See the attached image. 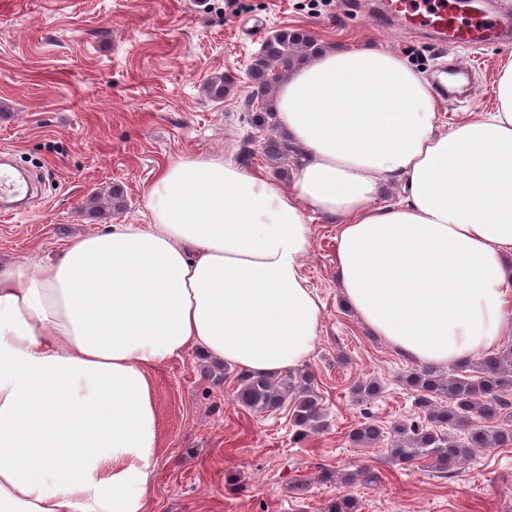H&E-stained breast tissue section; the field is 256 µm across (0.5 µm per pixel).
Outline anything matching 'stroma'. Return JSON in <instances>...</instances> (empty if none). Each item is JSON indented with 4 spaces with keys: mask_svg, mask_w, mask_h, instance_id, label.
<instances>
[{
    "mask_svg": "<svg viewBox=\"0 0 512 512\" xmlns=\"http://www.w3.org/2000/svg\"><path fill=\"white\" fill-rule=\"evenodd\" d=\"M0 0V156L38 186L26 208L0 220V261L26 265L54 256L71 237L102 228L87 200L121 186L116 224H146V194L160 168L184 156L238 161L274 178L258 157L278 133L258 127L246 103L247 72L274 31L310 32L322 45L389 51L436 82L442 60L468 74L437 100L442 124L489 109L512 39L476 48L438 44L425 29L374 21L381 0ZM229 75L232 91L210 99L207 79ZM336 227L313 222L302 272L322 311L321 332L303 362L321 398L325 426L296 440L288 410L255 413L236 401L237 369L218 370L196 353L153 371L162 446L148 512H327L337 495L362 512H512V447L485 448L448 476L429 460L404 467L385 444L358 448L363 419L354 384L383 385L371 409L383 424L414 414L404 377L411 360L372 336L344 305L336 284ZM368 469L375 484H340ZM302 483L304 494L291 486Z\"/></svg>",
    "mask_w": 512,
    "mask_h": 512,
    "instance_id": "35a3bbf8",
    "label": "stroma"
}]
</instances>
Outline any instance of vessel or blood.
I'll list each match as a JSON object with an SVG mask.
<instances>
[{"instance_id":"b4317fda","label":"vessel or blood","mask_w":512,"mask_h":512,"mask_svg":"<svg viewBox=\"0 0 512 512\" xmlns=\"http://www.w3.org/2000/svg\"><path fill=\"white\" fill-rule=\"evenodd\" d=\"M383 11L406 26L450 36L456 43H475L478 34L489 26L497 28L503 36L512 35L511 17L475 14L464 18L457 13L455 0H385Z\"/></svg>"}]
</instances>
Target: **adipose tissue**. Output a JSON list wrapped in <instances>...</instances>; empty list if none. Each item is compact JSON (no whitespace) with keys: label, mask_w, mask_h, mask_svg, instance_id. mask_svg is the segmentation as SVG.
<instances>
[{"label":"adipose tissue","mask_w":512,"mask_h":512,"mask_svg":"<svg viewBox=\"0 0 512 512\" xmlns=\"http://www.w3.org/2000/svg\"><path fill=\"white\" fill-rule=\"evenodd\" d=\"M274 106L305 153L289 189L183 157L150 186L149 223L0 267V512H142L154 368L192 350L250 374L305 361L313 218L337 227L347 307L411 361L445 368L512 332V54L490 110L446 130L428 83L376 48L320 49Z\"/></svg>","instance_id":"adipose-tissue-1"}]
</instances>
